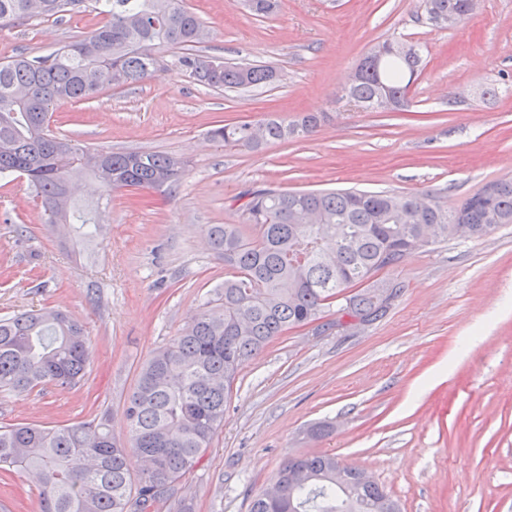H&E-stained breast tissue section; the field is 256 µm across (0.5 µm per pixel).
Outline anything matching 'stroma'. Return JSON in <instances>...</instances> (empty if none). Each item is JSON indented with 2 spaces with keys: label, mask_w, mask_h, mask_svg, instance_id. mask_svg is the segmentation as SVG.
Masks as SVG:
<instances>
[{
  "label": "stroma",
  "mask_w": 512,
  "mask_h": 512,
  "mask_svg": "<svg viewBox=\"0 0 512 512\" xmlns=\"http://www.w3.org/2000/svg\"><path fill=\"white\" fill-rule=\"evenodd\" d=\"M209 35L197 49L274 67L245 91L198 84L161 47L154 79L58 104L53 130L95 150L188 159L175 187L113 195L96 239L45 223L26 178L0 183V318L44 308L78 321L92 361L83 381L0 394V426L106 415L125 435L141 366L200 312L228 271L211 224H239L234 197L256 188L418 193L444 205L512 177V0H480L455 29L421 20L419 0H281L262 18L240 0H185ZM94 12L0 26V62L90 36ZM425 68L398 112L360 111L336 94L391 36ZM328 113L314 137L221 147L217 122ZM381 279L400 297L368 326L289 330L236 380L201 466L183 481L192 512H249L286 455L327 451L367 470L401 512H512V224L415 251Z\"/></svg>",
  "instance_id": "stroma-1"
}]
</instances>
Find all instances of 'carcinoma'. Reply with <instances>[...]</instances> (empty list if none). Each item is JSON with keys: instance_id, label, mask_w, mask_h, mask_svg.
<instances>
[{"instance_id": "1", "label": "carcinoma", "mask_w": 512, "mask_h": 512, "mask_svg": "<svg viewBox=\"0 0 512 512\" xmlns=\"http://www.w3.org/2000/svg\"><path fill=\"white\" fill-rule=\"evenodd\" d=\"M100 16L82 40L47 55H18L0 62V175L20 174L34 189L46 223L70 224L86 237L99 229L98 209L81 204L74 185L92 180L106 193L126 187L149 191L181 180L187 161L155 151L82 150L50 129L60 102L89 101L112 86L151 79L162 65L152 53L178 46L177 65L210 88H260L279 79L269 66L232 64L199 55L204 26L184 0H0V24L33 17L59 18L85 6ZM422 18L445 26L471 14L469 0H421ZM92 46L87 55L74 51ZM395 38L374 62L367 54L358 79L341 98L371 112H393L423 69L420 49ZM322 117L271 116L240 120L208 131L219 145L257 150L271 141L314 136ZM453 211L432 192L397 194L291 191L245 193L237 224H211V249L232 275L196 318L154 351L125 402L127 439L117 441L101 415L89 421L0 427V479L35 473L40 512H191L182 485L224 426V412L240 371L275 338L322 319L337 306L336 324L381 318L398 297L396 284L377 278L416 250L452 238L484 237L512 224V177L488 184ZM91 352L82 326L58 310L0 318V393H25L44 385L74 386L84 377ZM143 462L138 474L132 459ZM336 455L290 454L272 486L249 512H400L376 482L349 475L336 484Z\"/></svg>"}]
</instances>
